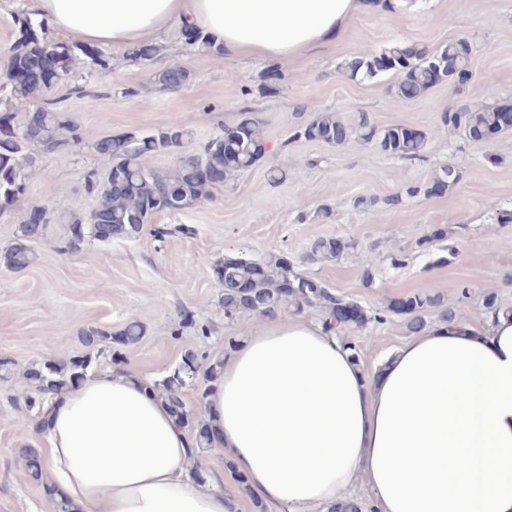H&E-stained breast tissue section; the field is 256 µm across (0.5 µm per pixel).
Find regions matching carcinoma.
<instances>
[{"label": "carcinoma", "mask_w": 512, "mask_h": 512, "mask_svg": "<svg viewBox=\"0 0 512 512\" xmlns=\"http://www.w3.org/2000/svg\"><path fill=\"white\" fill-rule=\"evenodd\" d=\"M9 54L10 68L29 72L40 70L47 57L52 58L63 76L74 73L78 60L85 57L95 67H109L103 52L78 40L56 42L45 38L40 41L23 36L10 48ZM470 54V47L463 40L415 53L395 44L380 52L367 50L355 55L341 63L340 69L350 78L361 81L373 79L386 71H398L402 78L395 86V93L408 101L441 81L455 85L469 78ZM187 76L184 68L175 65L161 71L157 79L166 88H177ZM46 92V88L22 83L0 84V105L4 110L0 123L10 125L16 116L22 117L16 128L0 132V191L15 183L22 188L26 186V180L34 170V159L28 154V148L37 146L44 152H52L82 141L79 127L73 120L61 115L52 107V102L38 100V95ZM502 109L501 105L483 108L463 105L443 113L442 119L472 141H490L512 130L501 122ZM234 129L241 132L234 143L224 147L207 143L199 155L181 159L164 172L145 169L139 159L145 154L182 147L188 132L180 126L162 128L150 135L130 133L95 141L92 149L99 161L107 166L108 174L102 182L89 181L97 192L98 205L88 216L73 219L69 248L75 250L86 241L98 240L96 224L100 222L111 225L113 239L139 237L151 216L158 212L154 206L156 201L162 202L161 210L175 212L193 203L212 199L215 185L224 182L231 173L250 169L264 155V142L251 113H240ZM355 137L373 140L381 151L406 159L421 156L424 147V138L419 133L402 125L378 129L364 113L359 115L357 122L350 124L331 112H321L294 132L296 139L317 140L329 145H339ZM33 213L40 215L41 223H31L28 216L21 218L17 240L4 253V264L10 269L27 267L34 259L28 243L44 236L46 212L39 208ZM346 248L348 243L342 240L318 238L309 246V257L335 260ZM218 276L223 286L218 305L227 319L288 306L297 312L314 307L334 320L336 332L341 335L378 319L376 315L368 316L356 303L336 294L318 280L302 274L281 256L263 262L226 260L219 266ZM286 281L294 283V288L285 297L282 284ZM442 304L439 294H414L390 306L389 311L406 316L407 329L415 333L426 326L425 314L434 308H442L441 318L444 321L457 318L456 310L444 308ZM80 340L87 349L81 358L47 360L31 367L28 375L33 378L35 387L24 396L28 410L42 412L48 396L66 389L86 373L92 358L109 356L115 361L124 359L125 352L111 346V334L99 325L83 327ZM208 358L207 351L190 349L169 375L155 383L168 407L179 410L180 423L190 432L198 448L190 465L195 477L199 476L198 458L210 449L204 420L198 409L204 406L211 383L219 375L220 362H210ZM188 384L196 390L195 409L187 406L185 400ZM20 454L28 476L37 481L43 480L46 470L39 453L24 448Z\"/></svg>", "instance_id": "1"}]
</instances>
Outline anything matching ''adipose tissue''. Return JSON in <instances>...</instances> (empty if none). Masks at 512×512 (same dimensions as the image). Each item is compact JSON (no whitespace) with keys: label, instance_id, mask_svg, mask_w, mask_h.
Returning <instances> with one entry per match:
<instances>
[{"label":"adipose tissue","instance_id":"obj_1","mask_svg":"<svg viewBox=\"0 0 512 512\" xmlns=\"http://www.w3.org/2000/svg\"><path fill=\"white\" fill-rule=\"evenodd\" d=\"M361 0H28L59 35L146 45L189 25L225 55L296 58ZM216 453L267 512H512V314L439 322L356 365L321 318L268 314L228 351L205 402ZM43 462L80 512H233L222 477L191 479L193 439L128 364L88 371L40 416Z\"/></svg>","mask_w":512,"mask_h":512}]
</instances>
